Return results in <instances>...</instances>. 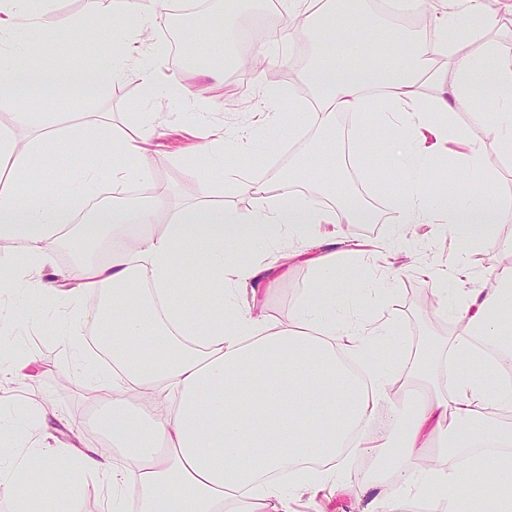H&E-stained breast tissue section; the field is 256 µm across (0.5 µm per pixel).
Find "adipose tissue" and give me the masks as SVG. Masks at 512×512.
I'll return each mask as SVG.
<instances>
[{
    "instance_id": "1",
    "label": "adipose tissue",
    "mask_w": 512,
    "mask_h": 512,
    "mask_svg": "<svg viewBox=\"0 0 512 512\" xmlns=\"http://www.w3.org/2000/svg\"><path fill=\"white\" fill-rule=\"evenodd\" d=\"M437 40L418 41L379 17L365 15L368 32L386 46L388 58L357 68L335 54L317 58L295 84L264 91L265 100L288 102L292 126L311 110L322 114L311 161L289 170V192L243 175L247 135L225 136L203 116L191 126L200 142L195 156L209 180L251 196L256 209L244 216L196 204L163 218L160 206L97 208L90 223L77 224L86 189L108 178L119 187L146 177L145 143L156 117L138 120L137 138H103L95 124L60 131L25 113L35 134H0V238L21 249L0 275L16 292L33 293L30 318L42 322L61 307L60 324L70 345L64 379L103 392L101 424L109 446L82 448L48 432L46 406L0 399V497L13 512H37L47 502L65 512L67 500L53 475L80 473L104 490L103 512H294L298 492L331 484L338 490L371 489L370 512H411L436 503L440 512H512V494L500 476L512 475V342L487 357L474 335L494 341L512 318V267L458 298L450 318L458 333L435 348H420L409 361L394 318L337 321L336 300L351 276L335 253L309 251L314 237L336 224L377 220L351 186L336 159L334 117L352 112L377 117L390 146L391 169L405 186L396 204L401 227L431 220L445 209L461 250L497 247L495 228L512 218L487 174L485 154L512 157V56L490 69L466 53L492 30L496 15L485 0H455ZM15 0H0V89L18 95L51 93L67 101L91 98L112 80L135 75L144 99L157 97V54L145 49L120 56L100 72L75 76L66 66L45 71L32 56L5 54L3 45L21 16ZM496 91L487 113L480 95ZM467 113V125L454 121ZM438 126L461 146L460 181L443 194L430 188V159L410 136ZM112 152L107 170L81 168L66 196L51 191L44 158L68 144L86 153L97 143ZM221 155L225 165H208ZM110 234L112 258L71 266L61 280H39L63 241L80 251ZM203 253L206 277L199 288L179 292V254ZM301 262L314 271L288 322L258 312V299L240 301V286L272 268ZM104 297L106 312H79L84 297ZM112 339V367H91L83 329ZM12 323L0 322V382L25 376L34 360L20 349ZM387 422L371 430L375 416ZM370 455L374 472L357 477L351 454Z\"/></svg>"
}]
</instances>
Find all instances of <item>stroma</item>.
<instances>
[{
	"label": "stroma",
	"mask_w": 512,
	"mask_h": 512,
	"mask_svg": "<svg viewBox=\"0 0 512 512\" xmlns=\"http://www.w3.org/2000/svg\"><path fill=\"white\" fill-rule=\"evenodd\" d=\"M225 0H209L206 9L190 14L173 11L159 19L155 28L144 31L145 46H162L161 32L172 25L180 29L192 26L223 25L224 37L208 36L187 41L186 47L193 57L205 59L210 74L199 77V84L207 91L202 99L190 102V112H207L225 128L238 130L252 126L254 113L261 105L263 87L275 85L278 74L294 66H306L316 50L307 39H290L287 46L267 55L268 65L264 79H255L245 68L246 54L238 44L246 23L264 15L267 0H236L233 24H226ZM88 0H53L46 21L38 27H20L14 37V47L39 57L46 68H54L58 61H67L71 70L88 73L105 68L122 51L125 36L132 31L136 17L126 13L122 4H115L106 13L105 21L111 38L102 42L78 37L76 26L85 19ZM174 106L167 92H160L152 103L142 100L139 85L127 77L107 85L102 95L90 101H80L69 108H61L48 98L26 102L0 99V129L22 135L23 126L16 122L19 112H42L59 126L90 122H104L113 130L127 136L137 133V115L141 112H170ZM318 116L291 129L279 124L270 129H256L252 151L245 172L248 176L279 185L280 176L296 162L306 159L313 149L319 132ZM369 119L352 113L336 117V150L342 153L349 176L359 194L379 213L375 224H342L336 238L337 251L343 252L347 263L358 275L350 282L347 301L355 302L365 296L378 297L379 303L371 308V317L393 315L402 328L408 344L420 348L430 343L445 342L454 331L444 311L436 305H424L414 297V290L434 291L436 277H446L449 297L466 288H478L490 279L501 265L496 249L477 247L467 258V273L452 275L459 245L451 233L441 229L438 220L414 224L406 232H399L395 222L396 202L403 191L401 182L390 176L388 146L378 131H371L367 139L368 150H358L357 132ZM196 139L183 128L160 125L156 135L147 144L149 175L145 180L132 181L115 188L110 182H101L98 195H114L116 201L131 203L134 193H143L145 201L163 196L176 207L199 202L221 204L242 214H250L254 201L250 196L235 193L224 185L207 180L199 163L193 159ZM414 241V250H405L398 242V234ZM312 285V270L298 264L289 269L286 278L278 281L261 300L268 314L288 320L303 289ZM28 297L7 290L0 293V313L8 315L21 334L27 351L36 360L32 378L10 383L5 393L9 396L29 398L51 406L57 420L51 421L50 430L60 439H68L64 423L73 412L99 411L100 405L93 392L64 385L59 373L69 354L63 337L52 334L50 326L57 318L55 311H47L40 325L28 321ZM372 492L344 495L326 489H308L300 493L297 512H368Z\"/></svg>",
	"instance_id": "1"
}]
</instances>
